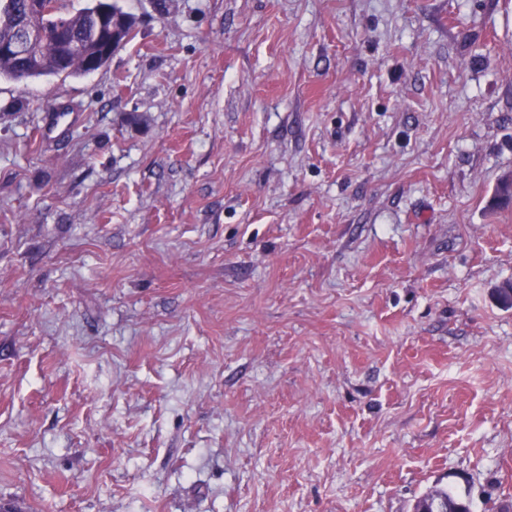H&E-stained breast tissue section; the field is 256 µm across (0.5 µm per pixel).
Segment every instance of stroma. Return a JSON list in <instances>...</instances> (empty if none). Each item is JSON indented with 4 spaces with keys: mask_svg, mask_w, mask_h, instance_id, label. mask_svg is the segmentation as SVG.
Instances as JSON below:
<instances>
[{
    "mask_svg": "<svg viewBox=\"0 0 512 512\" xmlns=\"http://www.w3.org/2000/svg\"><path fill=\"white\" fill-rule=\"evenodd\" d=\"M121 3L0 78V508L493 512L512 0ZM114 1L112 2V9L105 5L99 6V2L109 3L108 1L100 0L96 4L99 22L103 29L109 32L102 48L103 59H109L116 48L115 39L112 37V18L114 19V27L118 37V47L128 43L133 38L135 31V17L131 13L124 11L119 4V0ZM426 505L428 512H473L469 500L449 489L433 490L416 501L415 507Z\"/></svg>",
    "mask_w": 512,
    "mask_h": 512,
    "instance_id": "35a3bbf8",
    "label": "stroma"
}]
</instances>
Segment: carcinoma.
Wrapping results in <instances>:
<instances>
[{"mask_svg":"<svg viewBox=\"0 0 512 512\" xmlns=\"http://www.w3.org/2000/svg\"><path fill=\"white\" fill-rule=\"evenodd\" d=\"M29 16L41 25L45 39L32 47L25 58L0 55V78L23 81L54 74L42 61L52 58L59 49L57 30L60 22L65 25V36L76 46L65 66V73H88V59L100 48L93 7L70 13L63 9L61 0H0V43L14 40ZM112 18L118 37L117 45L128 43L134 36L135 17L124 11L115 0L112 3ZM423 505L429 508V512H472L470 501L449 489H437L423 495L416 501V507Z\"/></svg>","mask_w":512,"mask_h":512,"instance_id":"carcinoma-1","label":"carcinoma"}]
</instances>
